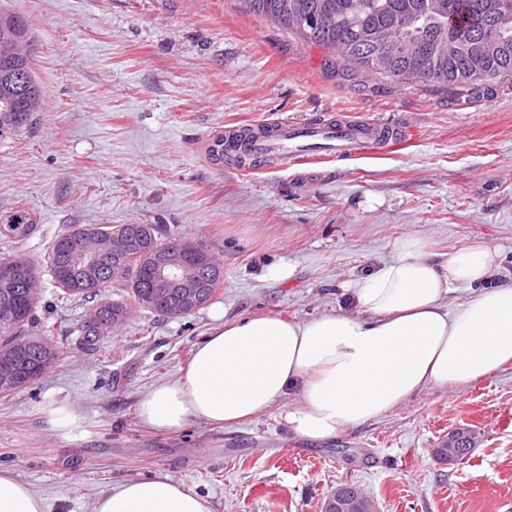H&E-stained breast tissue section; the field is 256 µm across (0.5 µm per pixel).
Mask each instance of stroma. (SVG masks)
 Here are the masks:
<instances>
[{
    "mask_svg": "<svg viewBox=\"0 0 512 512\" xmlns=\"http://www.w3.org/2000/svg\"><path fill=\"white\" fill-rule=\"evenodd\" d=\"M34 32L43 106L0 141V223L29 213L24 238L0 235V258L43 263L74 225L158 224L205 244L224 267L211 304L167 318L132 306L126 321L79 346L89 308L58 298L40 272L35 327L62 348L32 385L0 397V468L47 512H91L102 492L163 470L213 512H321L341 483L376 512H512V365L459 387H431L335 439L299 438L281 413L203 421L159 433L137 408L178 376L216 326L254 313L310 319L355 308L358 283L409 233L445 252L474 239L501 251L494 283L512 280V81L460 93L439 83L342 73L330 50L238 0H0ZM299 117L381 120L413 137L372 157L241 167L209 158L230 127ZM286 268L287 276L276 273ZM66 400L58 431L45 407ZM461 461L435 448L458 429ZM46 415L56 429L67 430L77 419L73 406L64 402H51L46 408Z\"/></svg>",
    "mask_w": 512,
    "mask_h": 512,
    "instance_id": "1",
    "label": "stroma"
}]
</instances>
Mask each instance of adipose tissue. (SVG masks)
<instances>
[{
    "instance_id": "1",
    "label": "adipose tissue",
    "mask_w": 512,
    "mask_h": 512,
    "mask_svg": "<svg viewBox=\"0 0 512 512\" xmlns=\"http://www.w3.org/2000/svg\"><path fill=\"white\" fill-rule=\"evenodd\" d=\"M500 252L476 239L445 253L408 234L355 290V309L292 321L261 313L225 321L187 368L139 403L141 424L170 432L202 420L234 426L272 410L303 439L326 441L387 414L433 386L484 379L512 363V282L488 287ZM473 289L466 301L453 298ZM43 497L0 469V512H45ZM92 512H212L207 498L165 472L102 493Z\"/></svg>"
}]
</instances>
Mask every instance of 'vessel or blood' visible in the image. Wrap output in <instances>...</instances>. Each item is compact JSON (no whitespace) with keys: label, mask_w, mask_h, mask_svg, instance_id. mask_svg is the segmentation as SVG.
I'll return each instance as SVG.
<instances>
[{"label":"vessel or blood","mask_w":512,"mask_h":512,"mask_svg":"<svg viewBox=\"0 0 512 512\" xmlns=\"http://www.w3.org/2000/svg\"><path fill=\"white\" fill-rule=\"evenodd\" d=\"M249 139H241L238 128L226 129L224 155L237 158L250 149L257 158L276 156L284 165L335 159L354 148L382 155L405 142V134L375 120L312 124L295 118H279L251 125Z\"/></svg>","instance_id":"1"}]
</instances>
